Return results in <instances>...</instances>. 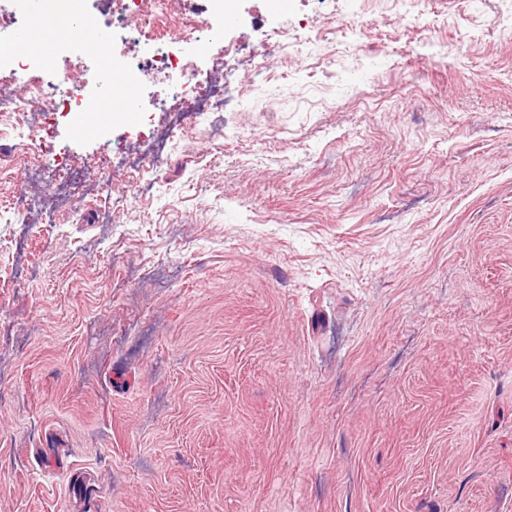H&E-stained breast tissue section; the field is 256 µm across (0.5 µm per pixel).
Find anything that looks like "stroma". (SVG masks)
Instances as JSON below:
<instances>
[{
  "label": "stroma",
  "mask_w": 512,
  "mask_h": 512,
  "mask_svg": "<svg viewBox=\"0 0 512 512\" xmlns=\"http://www.w3.org/2000/svg\"><path fill=\"white\" fill-rule=\"evenodd\" d=\"M510 27L512 0H237L186 54L270 78L230 73L157 167L124 165L174 83L102 134L0 122V512H70L74 479L90 512H512ZM283 28L314 59L269 53Z\"/></svg>",
  "instance_id": "1"
}]
</instances>
